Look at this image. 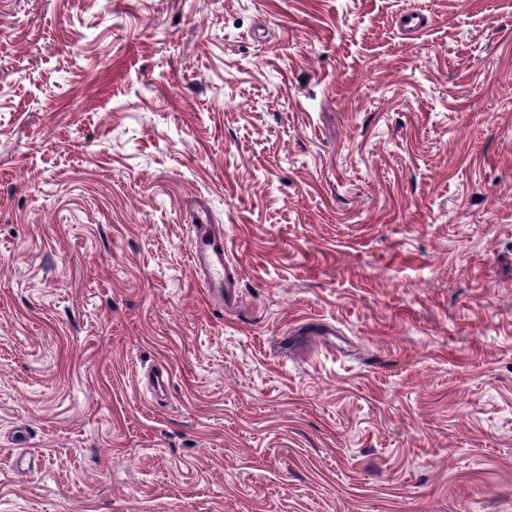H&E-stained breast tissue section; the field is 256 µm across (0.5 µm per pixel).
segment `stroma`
<instances>
[{
    "label": "stroma",
    "instance_id": "stroma-1",
    "mask_svg": "<svg viewBox=\"0 0 512 512\" xmlns=\"http://www.w3.org/2000/svg\"><path fill=\"white\" fill-rule=\"evenodd\" d=\"M0 512H512V0H0ZM195 223L190 243L191 267L204 288L222 296L224 288H232L238 277L224 261V232L216 231L206 217L200 216Z\"/></svg>",
    "mask_w": 512,
    "mask_h": 512
}]
</instances>
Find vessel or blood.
Returning a JSON list of instances; mask_svg holds the SVG:
<instances>
[{
	"mask_svg": "<svg viewBox=\"0 0 512 512\" xmlns=\"http://www.w3.org/2000/svg\"><path fill=\"white\" fill-rule=\"evenodd\" d=\"M224 234L209 224L206 218H198L193 226L190 243L191 267L209 292L223 293L233 287L238 274L224 259Z\"/></svg>",
	"mask_w": 512,
	"mask_h": 512,
	"instance_id": "1",
	"label": "vessel or blood"
}]
</instances>
